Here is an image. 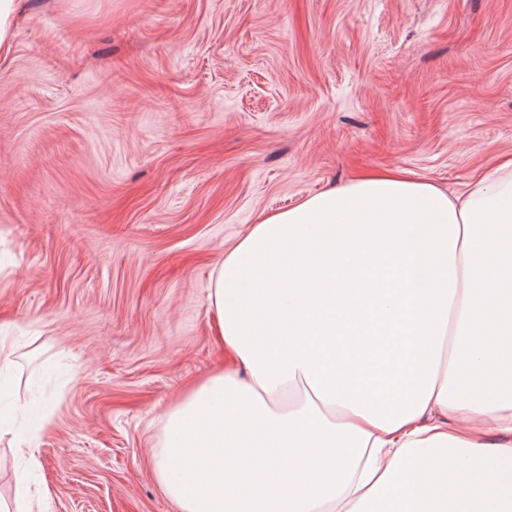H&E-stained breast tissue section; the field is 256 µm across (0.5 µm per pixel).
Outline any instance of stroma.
I'll return each mask as SVG.
<instances>
[{
  "label": "stroma",
  "mask_w": 512,
  "mask_h": 512,
  "mask_svg": "<svg viewBox=\"0 0 512 512\" xmlns=\"http://www.w3.org/2000/svg\"><path fill=\"white\" fill-rule=\"evenodd\" d=\"M0 62V334L29 512H178L160 415L224 364L211 272L365 171L512 160V0H26ZM2 434L8 435L11 434L14 442L17 445V448L20 450H24L26 452V456L28 457L29 464L32 467L38 465L37 458V448H34L32 444V439L29 436L28 432L16 428L13 424V418L10 412L0 410V438Z\"/></svg>",
  "instance_id": "1"
}]
</instances>
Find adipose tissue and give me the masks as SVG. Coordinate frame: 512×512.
Masks as SVG:
<instances>
[{"mask_svg":"<svg viewBox=\"0 0 512 512\" xmlns=\"http://www.w3.org/2000/svg\"><path fill=\"white\" fill-rule=\"evenodd\" d=\"M209 302L229 365L161 416L179 512H512V168L265 215Z\"/></svg>","mask_w":512,"mask_h":512,"instance_id":"obj_1","label":"adipose tissue"}]
</instances>
